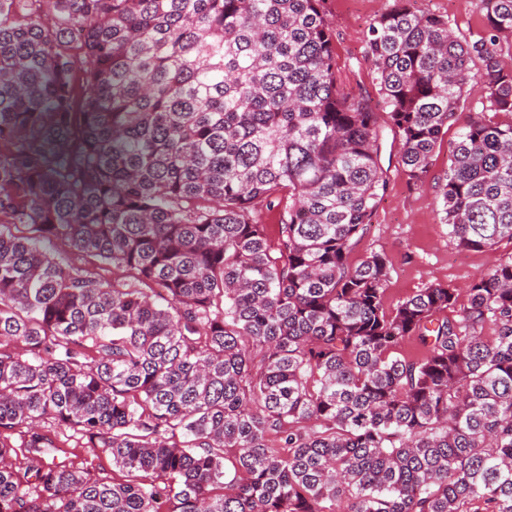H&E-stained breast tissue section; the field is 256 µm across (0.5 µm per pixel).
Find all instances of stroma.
<instances>
[{
	"label": "stroma",
	"mask_w": 512,
	"mask_h": 512,
	"mask_svg": "<svg viewBox=\"0 0 512 512\" xmlns=\"http://www.w3.org/2000/svg\"><path fill=\"white\" fill-rule=\"evenodd\" d=\"M393 0H326L336 51L338 76L349 89L376 95L373 67L366 54L365 33L374 18ZM415 8L447 15L460 35L476 36L482 30L480 0H415ZM455 131H448L433 158L424 185L408 182L398 161V143L389 127L381 129V166L387 185L372 216L369 233L356 245L351 262L373 250L384 251L392 263L385 303L394 305L433 281L465 288L487 272L494 259L512 255V242L504 240L487 251L458 248L448 236L440 213L439 187L448 170L449 146ZM56 442L68 456L99 479L114 474L111 457L99 444L72 430H59Z\"/></svg>",
	"instance_id": "stroma-1"
}]
</instances>
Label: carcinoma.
<instances>
[{
    "label": "carcinoma",
    "mask_w": 512,
    "mask_h": 512,
    "mask_svg": "<svg viewBox=\"0 0 512 512\" xmlns=\"http://www.w3.org/2000/svg\"><path fill=\"white\" fill-rule=\"evenodd\" d=\"M481 3L470 39L394 0L374 101L337 76L325 0H51L47 25L0 0V214L31 230L0 224V512H512V256L461 307L432 282L389 309L386 253L349 261L386 188L376 105L421 185L476 87L442 220L512 241V0ZM45 249L59 262L86 270L95 277L112 282V266L101 263L94 257L79 255L60 242L46 243ZM44 430H52L51 435L55 431L58 447L67 452L66 455L60 452L58 458L69 456L70 459L81 462L80 466L88 468L94 477L112 481V476L117 470L112 467V458L100 448L97 441L94 444L88 438L69 429H53L47 425Z\"/></svg>",
    "instance_id": "obj_1"
}]
</instances>
